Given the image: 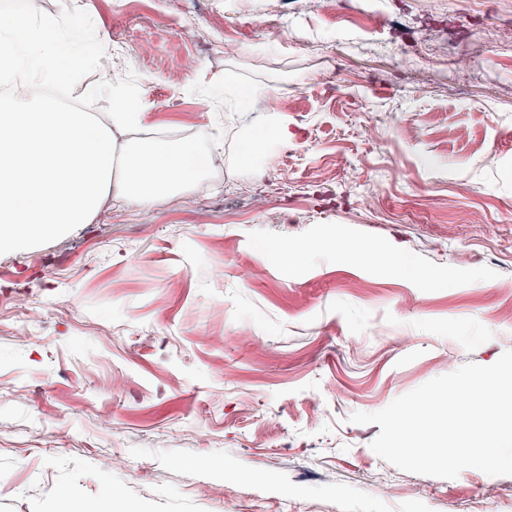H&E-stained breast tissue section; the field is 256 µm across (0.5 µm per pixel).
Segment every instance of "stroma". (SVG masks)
Segmentation results:
<instances>
[{"instance_id":"1","label":"stroma","mask_w":512,"mask_h":512,"mask_svg":"<svg viewBox=\"0 0 512 512\" xmlns=\"http://www.w3.org/2000/svg\"><path fill=\"white\" fill-rule=\"evenodd\" d=\"M39 2L124 50L142 139L223 132L224 171L0 255V512H109L112 487L126 512H512V476L401 471L349 420L512 349V0ZM277 120L254 182L240 135Z\"/></svg>"}]
</instances>
